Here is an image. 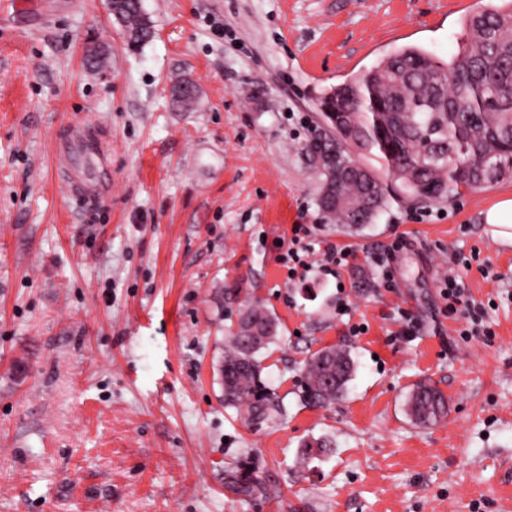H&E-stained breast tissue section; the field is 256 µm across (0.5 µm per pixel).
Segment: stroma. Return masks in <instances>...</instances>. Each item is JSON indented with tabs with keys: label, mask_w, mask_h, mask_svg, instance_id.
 Listing matches in <instances>:
<instances>
[{
	"label": "stroma",
	"mask_w": 512,
	"mask_h": 512,
	"mask_svg": "<svg viewBox=\"0 0 512 512\" xmlns=\"http://www.w3.org/2000/svg\"><path fill=\"white\" fill-rule=\"evenodd\" d=\"M489 2L142 0L138 48L109 0L0 17V512H512V244L483 222L512 178L351 232L307 152L330 88L403 47L450 56ZM103 176L83 203L75 183ZM296 224L355 259L289 278ZM451 273L491 335L462 337ZM218 288L278 323L259 358L279 406L258 419L224 404L238 306ZM331 346L353 378L307 405L304 363ZM421 382L448 398L427 428L406 413ZM245 462L247 499L227 487Z\"/></svg>",
	"instance_id": "1"
}]
</instances>
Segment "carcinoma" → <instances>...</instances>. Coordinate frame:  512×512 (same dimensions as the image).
<instances>
[{
	"label": "carcinoma",
	"instance_id": "cac0c4a2",
	"mask_svg": "<svg viewBox=\"0 0 512 512\" xmlns=\"http://www.w3.org/2000/svg\"><path fill=\"white\" fill-rule=\"evenodd\" d=\"M113 14L128 46H142L152 37L142 0H119ZM463 28L464 39L448 58L418 47L397 50L321 99L325 124L314 130L308 151L323 176L321 191L329 189L341 201L330 207L319 200L337 223L358 229L393 201L450 199L463 189L512 177V165L505 164L512 157V0L466 18ZM197 96L192 83L175 87L172 104L186 109ZM349 141L355 153L375 157L380 167L360 161L364 176L339 175L349 158L342 143ZM450 151L456 159L448 158ZM385 175L394 184L385 182ZM277 328L262 304L243 306L224 345V405H246L252 415L269 407L257 355L276 340ZM354 372L345 348L312 354L304 366L305 403H332ZM447 411L444 393L428 383L418 384L407 400L409 416L422 427L437 424ZM228 484L243 497L260 490L246 467Z\"/></svg>",
	"mask_w": 512,
	"mask_h": 512
}]
</instances>
